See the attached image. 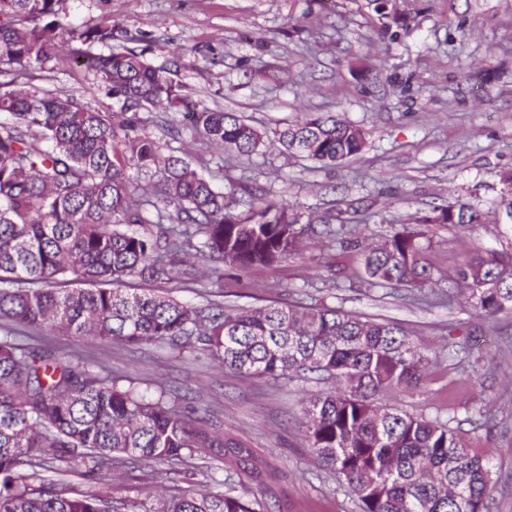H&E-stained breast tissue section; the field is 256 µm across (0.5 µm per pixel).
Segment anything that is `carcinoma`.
<instances>
[{"label":"carcinoma","instance_id":"carcinoma-1","mask_svg":"<svg viewBox=\"0 0 512 512\" xmlns=\"http://www.w3.org/2000/svg\"><path fill=\"white\" fill-rule=\"evenodd\" d=\"M65 0H0V512H120L111 487L71 494L42 471L112 474L129 461L186 462L211 455L235 485L270 486L277 467L207 407L183 411L164 384L137 380L78 354H58L43 331L135 349L161 343L203 355L235 374L288 379L316 373L341 384L303 402L299 428L311 456L358 502L360 512H485L490 462L471 453L440 417L413 415L381 396L421 388L428 346L404 327L325 303L254 310L194 305L133 280L194 284L297 253L304 235L337 237L330 224H300L267 194L232 208L224 192L169 145L139 132L141 109L186 111L202 143L250 156L265 136L235 112L192 107L181 86L133 49L92 53L112 30L65 26ZM123 102L114 121L59 91L18 77L65 44ZM289 152L322 166L358 155L354 126L309 112L278 133ZM134 167L142 185L126 175ZM497 215L501 249L479 250L449 278L486 317L512 314V171ZM483 210L461 202L415 223L472 226ZM423 231L402 228L365 247L363 283L399 285L412 299L430 273ZM62 278L78 284L60 290ZM144 512H265L229 488L161 498Z\"/></svg>","mask_w":512,"mask_h":512}]
</instances>
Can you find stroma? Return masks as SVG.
I'll return each mask as SVG.
<instances>
[{
	"mask_svg": "<svg viewBox=\"0 0 512 512\" xmlns=\"http://www.w3.org/2000/svg\"><path fill=\"white\" fill-rule=\"evenodd\" d=\"M399 21L369 0H66V23L112 30V45L144 52L169 69L201 105L240 113L269 132L305 112H333L365 138L360 154L336 167L286 151L275 140L251 156L210 148L190 133L189 160H204L221 188L258 187L297 203L301 222H330L351 245L308 236L298 256L270 267L227 273L223 284L153 283L155 293L239 308L306 301L311 283L337 287L326 304L402 323L432 348L423 388L397 397L410 414L441 415L472 453L491 462L489 512H512V315L478 316L434 296L462 256L498 247L493 219L467 230L431 227L426 260L438 285L414 303L403 288L367 289L362 243L380 241L433 207L461 201L491 211L499 175L512 171V0H398ZM27 87L61 90L102 112L120 102L85 68L61 58L25 71ZM472 339L469 357L449 340ZM64 353H83L148 384L173 390L185 411L208 402L227 430L246 439L282 473L247 497L286 502L288 512H359L357 502L309 455L296 421L316 381L242 377L208 360L146 345L126 350L77 336L46 334ZM191 480L168 465L118 471L114 498L147 499L170 491L220 493L224 474L195 459Z\"/></svg>",
	"mask_w": 512,
	"mask_h": 512,
	"instance_id": "stroma-1",
	"label": "stroma"
}]
</instances>
